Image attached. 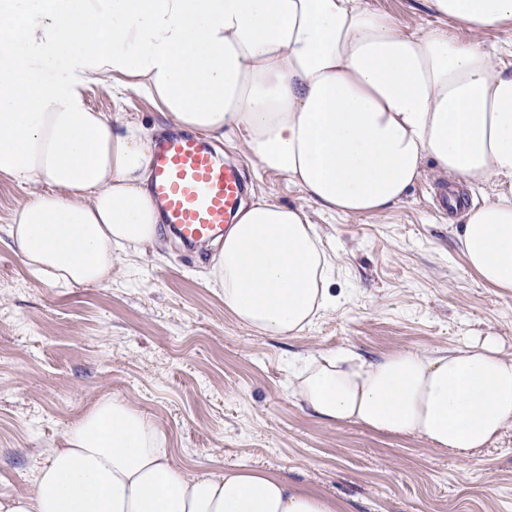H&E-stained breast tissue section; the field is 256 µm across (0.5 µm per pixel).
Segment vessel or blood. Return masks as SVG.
I'll return each mask as SVG.
<instances>
[{
    "instance_id": "vessel-or-blood-1",
    "label": "vessel or blood",
    "mask_w": 512,
    "mask_h": 512,
    "mask_svg": "<svg viewBox=\"0 0 512 512\" xmlns=\"http://www.w3.org/2000/svg\"><path fill=\"white\" fill-rule=\"evenodd\" d=\"M150 190L164 224L191 244L223 231L239 206L244 183L238 171L198 137L160 142L152 155Z\"/></svg>"
}]
</instances>
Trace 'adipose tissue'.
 Segmentation results:
<instances>
[{
    "mask_svg": "<svg viewBox=\"0 0 512 512\" xmlns=\"http://www.w3.org/2000/svg\"><path fill=\"white\" fill-rule=\"evenodd\" d=\"M441 23L403 30L362 0H0V179L25 192L0 228L37 278L112 280L120 257L164 247L151 156L169 130L233 137L322 211L379 213L433 160L449 184L493 183L463 213L464 260L512 293V60L464 21L512 22V0H426ZM101 88L148 100L146 128L99 112ZM331 249L301 207L256 197L224 231L207 278L242 325L288 338L336 305ZM295 395L326 423L416 434L466 458L512 423V354L498 336L374 361L309 356ZM0 512H338L258 468L190 473L123 399L70 422L33 488Z\"/></svg>",
    "mask_w": 512,
    "mask_h": 512,
    "instance_id": "ef3b65f1",
    "label": "adipose tissue"
}]
</instances>
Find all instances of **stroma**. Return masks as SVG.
I'll list each match as a JSON object with an SVG mask.
<instances>
[{
	"instance_id": "obj_1",
	"label": "stroma",
	"mask_w": 512,
	"mask_h": 512,
	"mask_svg": "<svg viewBox=\"0 0 512 512\" xmlns=\"http://www.w3.org/2000/svg\"><path fill=\"white\" fill-rule=\"evenodd\" d=\"M402 28L434 26L424 0H363ZM146 128L159 112L133 93H88ZM249 196L306 209L333 249L339 306L290 338L241 325L209 282L210 245L170 242L160 257H129L100 286L36 278L0 243V495L32 488L66 426L99 398L145 412L191 472L260 468L336 500L340 512H512V427L468 459L416 435L328 424L292 395L307 356L349 348L367 359L463 347L492 332L512 354V295L465 265L437 200L433 162L405 197L378 214H327L287 178L257 169L236 143L218 144Z\"/></svg>"
}]
</instances>
